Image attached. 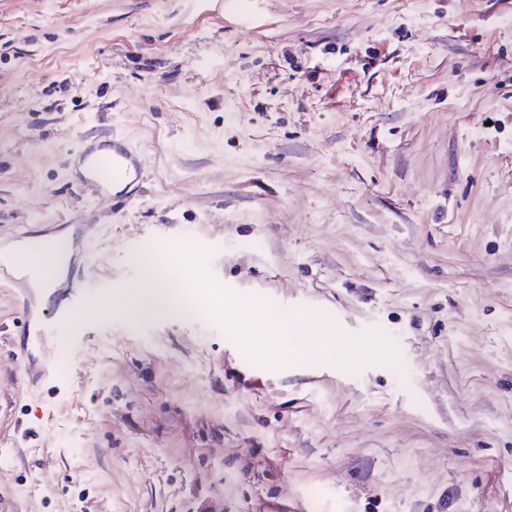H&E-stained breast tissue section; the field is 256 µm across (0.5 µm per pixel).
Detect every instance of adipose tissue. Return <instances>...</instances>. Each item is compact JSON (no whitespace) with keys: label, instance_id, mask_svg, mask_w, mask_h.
<instances>
[{"label":"adipose tissue","instance_id":"ef3b65f1","mask_svg":"<svg viewBox=\"0 0 512 512\" xmlns=\"http://www.w3.org/2000/svg\"><path fill=\"white\" fill-rule=\"evenodd\" d=\"M70 248L71 241L62 232L51 235L39 256L12 244L7 245L6 251L17 256L19 265L44 287L54 288L67 268L65 258ZM170 275L166 262L145 260L138 282L119 287L115 301L90 303L84 314L89 317L121 310L137 319L177 313L182 297L172 288ZM227 325L244 349L258 351L271 361L360 360L372 358L379 351L375 342L337 336L334 322L319 313L291 314L262 302L243 305Z\"/></svg>","mask_w":512,"mask_h":512}]
</instances>
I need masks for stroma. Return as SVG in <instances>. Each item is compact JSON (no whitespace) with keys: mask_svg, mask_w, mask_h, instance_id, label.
I'll use <instances>...</instances> for the list:
<instances>
[{"mask_svg":"<svg viewBox=\"0 0 512 512\" xmlns=\"http://www.w3.org/2000/svg\"><path fill=\"white\" fill-rule=\"evenodd\" d=\"M114 138L120 213L73 171ZM54 224L81 303L184 249L201 307L76 321L26 388L0 287V512H512V0H0V242ZM247 299L383 355L271 364ZM77 156L84 170L82 182L96 195L112 196L116 211L136 200L142 162L131 147L112 140V150L84 146Z\"/></svg>","mask_w":512,"mask_h":512,"instance_id":"1","label":"stroma"}]
</instances>
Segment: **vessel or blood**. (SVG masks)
<instances>
[{
  "mask_svg": "<svg viewBox=\"0 0 512 512\" xmlns=\"http://www.w3.org/2000/svg\"><path fill=\"white\" fill-rule=\"evenodd\" d=\"M78 161L84 170V184L95 194L111 196L116 210H124L136 200L142 162L131 147L119 141L108 150L86 146L80 149ZM4 282L17 292L23 312L21 335L42 340L52 330L71 324L78 313L79 302L75 299L46 312H34L25 283L13 279L9 260L0 255V284Z\"/></svg>",
  "mask_w": 512,
  "mask_h": 512,
  "instance_id": "vessel-or-blood-1",
  "label": "vessel or blood"
}]
</instances>
